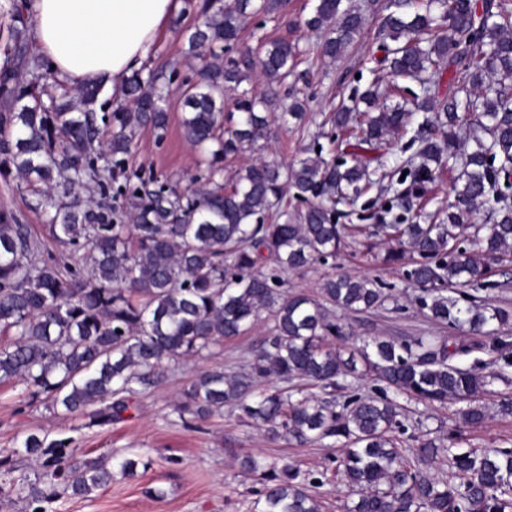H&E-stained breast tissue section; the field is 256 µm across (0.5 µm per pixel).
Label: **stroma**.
Masks as SVG:
<instances>
[{
  "mask_svg": "<svg viewBox=\"0 0 512 512\" xmlns=\"http://www.w3.org/2000/svg\"><path fill=\"white\" fill-rule=\"evenodd\" d=\"M314 4L315 0H288L282 10L248 20L241 34L242 43L253 46L262 37H285L298 42L301 55L297 71L302 76L298 87L307 115L298 126H273L264 146L228 157L224 163L225 180H232L237 170L262 157L284 163L301 158L306 148L322 140L324 113L371 83L372 71L382 56L376 13L366 12L362 36L343 57L333 61L318 57L313 50L317 35L305 22ZM192 22L188 14L170 20L157 39L147 67H173L180 77H192L191 66L182 55L179 33L180 28ZM179 98V92L174 90L166 101L170 116L166 139L156 142L149 129H142L130 157L133 165L175 180L195 173L200 158L197 149L183 136ZM30 202V196L17 190L15 181L0 179V208L13 211L20 223L30 226L34 236L50 243L46 218L31 208ZM389 248V243L376 238L371 250L357 245L337 258L335 264H316L286 273L287 289L316 297L327 278L343 272L392 286L398 309L338 315V322L356 346L374 336L441 333L452 345L473 342L468 329H441L420 312L417 290L406 287L399 267L383 261ZM266 329V322H259L246 335L213 346L203 357L168 364L162 382L139 391L124 420L106 427L93 425L89 414H65L52 409L44 397L31 395L22 382H0V470L11 468L16 475L34 476L36 464L23 457L20 448L24 439L35 433L50 441H72L77 458L105 459L114 466L112 481L105 488L86 498L59 495L46 503L47 512H255L262 485L256 476L240 469L236 454L249 452L269 463L287 461L305 473L323 469L330 449L292 440H270L253 422L229 409L189 428L178 419L173 404L199 371L240 364ZM505 372L506 381L495 382L483 397L489 408L487 418L480 426L464 428L461 448H512V417L501 416L495 410L500 397H512V366L506 367ZM124 457L140 458L144 469L138 470L136 476H124L115 467L116 461Z\"/></svg>",
  "mask_w": 512,
  "mask_h": 512,
  "instance_id": "obj_1",
  "label": "stroma"
}]
</instances>
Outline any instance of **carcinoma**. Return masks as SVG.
Masks as SVG:
<instances>
[{
  "mask_svg": "<svg viewBox=\"0 0 512 512\" xmlns=\"http://www.w3.org/2000/svg\"><path fill=\"white\" fill-rule=\"evenodd\" d=\"M381 5L380 50L392 81L328 118L329 143L339 139L351 151L328 159L313 147L289 166L263 160L240 169L228 188L227 157L268 139L275 122L303 117L294 93L286 111L274 113L279 89L295 75V44L265 40L224 56L248 18L281 0H185L194 21L182 35L200 66L182 81L181 127L205 174L184 186L127 166L140 129L165 139L163 103L176 70L133 72L122 88L131 108L111 111L103 83L75 92L30 53L27 18L14 13L0 58V178L37 195L57 248H43L29 225L0 209V332L11 337L0 349V381L18 379L52 407L89 409L93 424L110 425L133 408L137 388L161 381L165 365L201 357L265 318L268 333L242 364L203 370L184 388L174 407L180 420H205L229 405L272 441L339 446L328 461L357 495L346 512H512V448L464 450L454 429L442 440L418 436L415 448L395 437L412 403L452 400L463 424L480 425L488 414L481 397L504 378L477 357L468 366L455 359L509 346L497 330L512 312L459 287L492 286L494 264L512 262V0ZM306 26L323 33L320 55L336 60L360 36L363 16L349 0H317ZM256 72L264 90H243L236 112L226 111L224 89ZM406 79L420 84L416 122L400 104L379 103L401 96ZM462 123L471 147L458 135ZM388 136L405 140L409 153L391 166L366 156ZM444 166L459 168L454 201L428 214L427 184ZM288 187L305 209L288 210ZM374 189L389 195L378 223L336 222L337 206ZM412 211L417 222L400 223ZM483 214L492 223H477ZM361 236L402 245L384 261L404 267L431 322L466 326L490 344L451 350L446 336H374L347 347L336 312L382 309L391 287L341 274L318 297L282 290V274L334 259ZM366 376L374 382L368 392ZM272 378L278 385L258 390ZM23 454L43 459L42 471L33 482L4 480L0 494L27 493L33 512H46L38 504L59 487L85 498L112 480V470L77 460L63 441L31 434ZM238 460L260 476L255 512H321L327 471L302 477L288 462ZM444 464L448 480L433 473Z\"/></svg>",
  "mask_w": 512,
  "mask_h": 512,
  "instance_id": "carcinoma-1",
  "label": "carcinoma"
}]
</instances>
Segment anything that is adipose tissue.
Returning a JSON list of instances; mask_svg holds the SVG:
<instances>
[{"label":"adipose tissue","instance_id":"1","mask_svg":"<svg viewBox=\"0 0 512 512\" xmlns=\"http://www.w3.org/2000/svg\"><path fill=\"white\" fill-rule=\"evenodd\" d=\"M178 7L179 0H34V40L59 80H104L117 95Z\"/></svg>","mask_w":512,"mask_h":512}]
</instances>
